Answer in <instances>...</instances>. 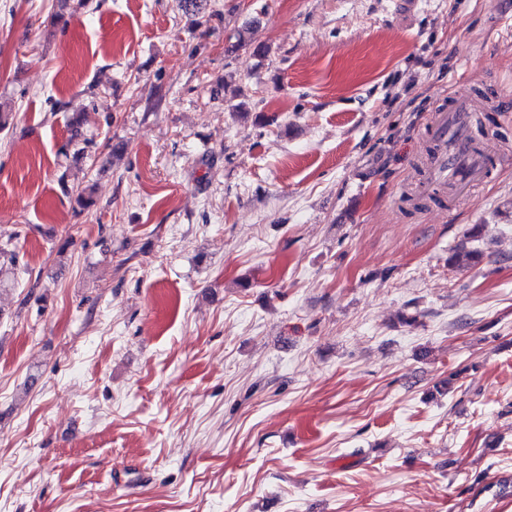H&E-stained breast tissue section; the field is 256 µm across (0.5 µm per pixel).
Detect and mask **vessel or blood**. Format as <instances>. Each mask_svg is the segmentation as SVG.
<instances>
[{
  "mask_svg": "<svg viewBox=\"0 0 512 512\" xmlns=\"http://www.w3.org/2000/svg\"><path fill=\"white\" fill-rule=\"evenodd\" d=\"M473 102L455 103L436 112L427 136L433 141V151L426 172L417 186L420 194L431 195L447 188L450 202L468 197L472 189L486 181L495 158L485 145L472 136Z\"/></svg>",
  "mask_w": 512,
  "mask_h": 512,
  "instance_id": "1",
  "label": "vessel or blood"
}]
</instances>
